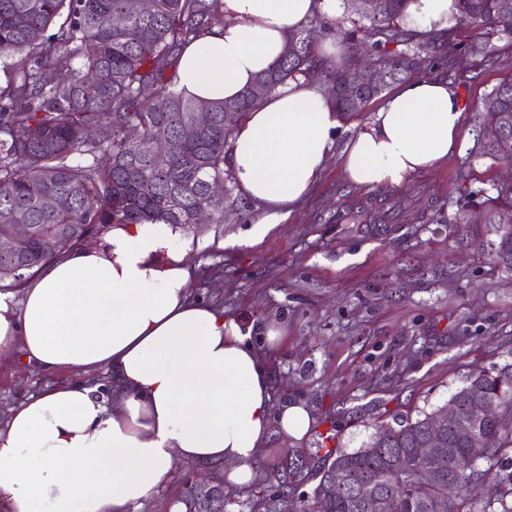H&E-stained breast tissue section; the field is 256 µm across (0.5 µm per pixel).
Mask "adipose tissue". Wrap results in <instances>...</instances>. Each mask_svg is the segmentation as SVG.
Segmentation results:
<instances>
[{"label":"adipose tissue","instance_id":"ef3b65f1","mask_svg":"<svg viewBox=\"0 0 512 512\" xmlns=\"http://www.w3.org/2000/svg\"><path fill=\"white\" fill-rule=\"evenodd\" d=\"M339 0H222V24L182 51L179 89L232 99L283 54L289 33ZM419 30L455 23L454 0H409ZM341 122L325 87L288 80L237 123L226 158L238 192L268 211L257 243L320 178ZM463 112L448 80L398 84L346 140L355 186L403 185L452 154ZM196 271L162 224H119L103 249H73L42 265L22 289H0V353L74 380L29 396L0 426V512H136L157 495L175 459L224 468L233 485L271 431L301 439L312 418L272 404L267 361L234 319L192 299ZM110 371L114 389L85 373Z\"/></svg>","mask_w":512,"mask_h":512}]
</instances>
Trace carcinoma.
Listing matches in <instances>:
<instances>
[{
	"label": "carcinoma",
	"instance_id": "1",
	"mask_svg": "<svg viewBox=\"0 0 512 512\" xmlns=\"http://www.w3.org/2000/svg\"><path fill=\"white\" fill-rule=\"evenodd\" d=\"M216 0H154L152 12L137 13L133 0H0V236L13 224L31 225L21 248L27 268L0 256V289L20 288L62 249L86 248L112 224L224 223V196L211 187L224 182L225 150L232 127L224 125V108L243 117L287 80L322 69L331 83V102L339 117L359 115L376 98L408 75L430 65L426 46L449 37L434 33L424 39L404 22L408 0H372V12L357 0H345L348 16L336 23L350 57L339 70L327 68L314 54L322 31L331 23L316 18L288 36L294 53L273 70L260 74L239 97L207 101L178 89L176 64L183 47L216 21ZM122 14L127 24L112 26ZM456 20L487 31L497 39L512 37V13L501 0H457ZM370 63L385 77L378 87H364L354 97L344 84L358 65ZM55 74L48 82L46 71ZM95 70L99 80H86ZM212 113L211 125L194 129V113ZM485 113L501 116L502 141L485 127L481 154L502 160L512 154V82L496 86L484 99ZM95 128L94 139L86 130ZM169 143L171 160L158 168L151 162L154 143ZM153 186L141 193L144 182ZM46 195L67 200L63 208L43 206ZM465 210L499 225L494 259L512 267V182L498 180L492 192L467 195ZM476 401L512 407V377L472 375L448 402L461 420L469 419ZM432 414L396 427L381 425L387 444L347 452L328 448L311 495L294 497L288 479L297 464L281 461L266 481L277 486L246 498L232 499L224 490L196 500L184 488L177 502L185 512H369L358 493L370 488L390 497L389 512H512V426L492 419L478 422L476 433L486 455L472 458L470 448L449 428L441 452L431 461L418 455ZM486 467H480V463ZM434 467L433 483L422 472ZM347 480L332 484L336 472Z\"/></svg>",
	"mask_w": 512,
	"mask_h": 512
}]
</instances>
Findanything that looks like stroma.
Returning <instances> with one entry per match:
<instances>
[{
	"mask_svg": "<svg viewBox=\"0 0 512 512\" xmlns=\"http://www.w3.org/2000/svg\"><path fill=\"white\" fill-rule=\"evenodd\" d=\"M452 41L461 51L438 73L457 86L465 122L443 165L399 187L363 189L347 182L335 149L310 195L261 243L248 233L267 211L231 181L223 223L174 231L173 246L199 271L192 296L249 331L270 360L274 404L304 405L314 419L302 440L272 434L252 463L260 474L304 457L295 495L316 484L323 432H334L333 448L353 451L376 426L444 405L471 373H512V267L489 256L494 225L456 221L467 194L512 172L478 145L484 98L512 80V47L487 54L476 74L471 51L484 47V35L458 25ZM271 326L281 331L273 348ZM66 379L29 368L18 351L1 355L0 424L11 407ZM201 469L178 462L137 512H172Z\"/></svg>",
	"mask_w": 512,
	"mask_h": 512,
	"instance_id": "stroma-1",
	"label": "stroma"
}]
</instances>
